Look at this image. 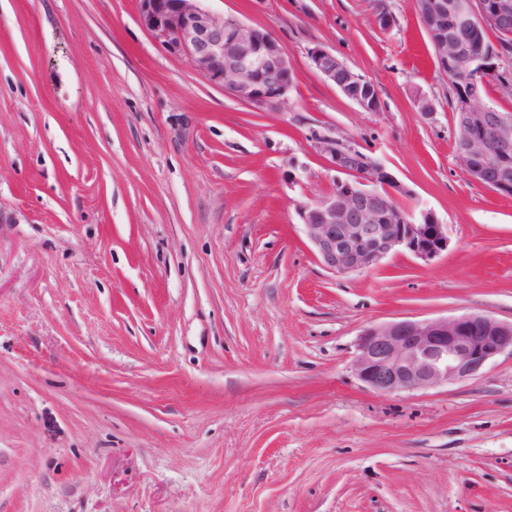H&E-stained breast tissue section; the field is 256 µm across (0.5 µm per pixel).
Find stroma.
<instances>
[{
    "label": "stroma",
    "mask_w": 512,
    "mask_h": 512,
    "mask_svg": "<svg viewBox=\"0 0 512 512\" xmlns=\"http://www.w3.org/2000/svg\"><path fill=\"white\" fill-rule=\"evenodd\" d=\"M203 4L278 38L285 110L169 54L137 0H0V512H512L511 354L390 395L352 367L370 326L512 323V197L461 169L413 0L387 29L373 0ZM315 131L386 166L447 253L326 269L298 217L335 178ZM311 66L328 82L334 84L345 95L352 84H361L365 79L357 75L335 53L321 47L308 51Z\"/></svg>",
    "instance_id": "stroma-1"
}]
</instances>
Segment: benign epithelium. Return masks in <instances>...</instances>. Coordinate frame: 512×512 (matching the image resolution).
Returning <instances> with one entry per match:
<instances>
[{
    "instance_id": "1",
    "label": "benign epithelium",
    "mask_w": 512,
    "mask_h": 512,
    "mask_svg": "<svg viewBox=\"0 0 512 512\" xmlns=\"http://www.w3.org/2000/svg\"><path fill=\"white\" fill-rule=\"evenodd\" d=\"M139 21L169 53L184 56L210 82L261 112L288 106L292 64L267 29L202 6V0H138ZM424 29L440 34L433 48L439 70L472 84L455 128L456 158L468 177L493 190L512 189V114L478 101V77L494 73L492 55L473 44L484 30L512 29V0H458L460 32L443 33L448 7L414 0ZM311 66L343 93L364 81L335 53L308 51ZM312 149L341 174L330 191L299 210L306 236L322 265L339 275L376 268L406 252L428 263L448 250V225L432 211L414 214L396 197L409 190L374 157L341 145L331 133L315 132ZM512 353V323L464 313L452 318L404 320L362 332L353 368L381 394L448 385L480 375L500 354Z\"/></svg>"
}]
</instances>
